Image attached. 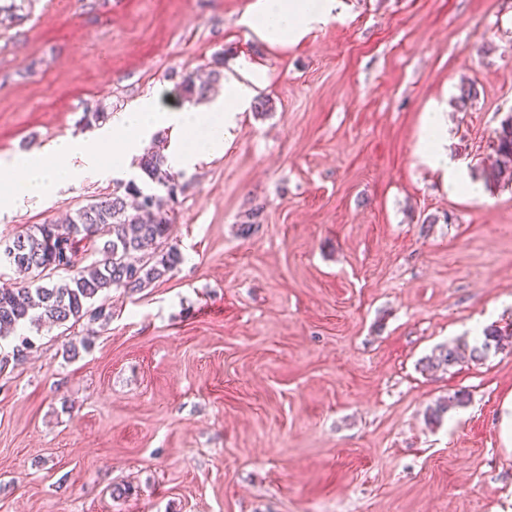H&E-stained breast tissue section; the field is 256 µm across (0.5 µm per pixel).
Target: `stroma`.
<instances>
[{"instance_id": "1", "label": "stroma", "mask_w": 512, "mask_h": 512, "mask_svg": "<svg viewBox=\"0 0 512 512\" xmlns=\"http://www.w3.org/2000/svg\"><path fill=\"white\" fill-rule=\"evenodd\" d=\"M14 1L0 158L148 94L182 109L191 73L267 83L178 176L180 264L0 371V512H512V185L482 176L512 115V0H343L289 46L241 25L250 0ZM433 105L457 188L422 155ZM114 185L31 200L0 236ZM491 324L499 349L424 370ZM460 350L461 347L458 345L440 347L426 357L425 367L429 370L448 369L458 363L461 356Z\"/></svg>"}]
</instances>
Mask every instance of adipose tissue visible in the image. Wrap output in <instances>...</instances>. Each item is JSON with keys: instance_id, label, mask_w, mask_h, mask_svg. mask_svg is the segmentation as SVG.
Masks as SVG:
<instances>
[{"instance_id": "ef3b65f1", "label": "adipose tissue", "mask_w": 512, "mask_h": 512, "mask_svg": "<svg viewBox=\"0 0 512 512\" xmlns=\"http://www.w3.org/2000/svg\"><path fill=\"white\" fill-rule=\"evenodd\" d=\"M340 5L341 0H252L242 23L269 44L294 45L314 26L334 20ZM242 71L243 79L225 82L223 98L206 111L166 110L157 97L148 96L91 138L61 137L43 149L0 159V216L31 199L48 197L61 186L130 169L159 128L170 131L166 160L171 170L188 171L223 155L235 136L239 113L266 79L251 65Z\"/></svg>"}]
</instances>
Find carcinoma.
Instances as JSON below:
<instances>
[{"label": "carcinoma", "mask_w": 512, "mask_h": 512, "mask_svg": "<svg viewBox=\"0 0 512 512\" xmlns=\"http://www.w3.org/2000/svg\"><path fill=\"white\" fill-rule=\"evenodd\" d=\"M215 70L207 82L191 75L179 84L186 101L209 97L220 81ZM493 163L483 172L489 186L512 183V116L504 119L496 132ZM143 180L164 191L146 193L130 180L118 183L104 194L58 224H32L11 238L16 245L15 258L6 263L26 274L21 286L0 287V330L15 332L11 354L0 357V369L10 360L23 358L33 348L28 336L32 329L45 325L76 324L84 319L108 323L112 311L95 305V299L112 290L134 293L160 280L180 262L176 247L168 243L172 218L170 203L181 186L169 172L160 151L149 148L139 158ZM96 246L98 258L84 264L86 244ZM502 331L492 325L469 348L470 358L483 359L502 343ZM461 347H440L425 359V367L446 370L458 363ZM466 395L457 393L430 410L429 418L440 421L452 407L461 406Z\"/></svg>", "instance_id": "obj_1"}]
</instances>
